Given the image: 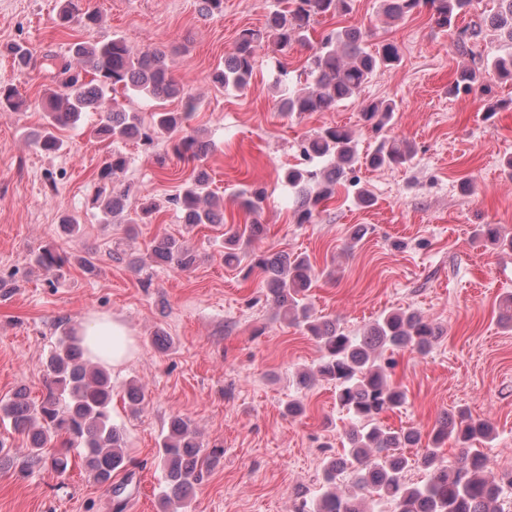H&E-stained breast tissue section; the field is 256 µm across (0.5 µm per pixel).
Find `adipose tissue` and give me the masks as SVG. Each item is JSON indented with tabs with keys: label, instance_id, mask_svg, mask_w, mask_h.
Instances as JSON below:
<instances>
[{
	"label": "adipose tissue",
	"instance_id": "ef3b65f1",
	"mask_svg": "<svg viewBox=\"0 0 512 512\" xmlns=\"http://www.w3.org/2000/svg\"><path fill=\"white\" fill-rule=\"evenodd\" d=\"M78 334L87 357L103 365H122L138 351L132 330L122 319L111 315L90 314Z\"/></svg>",
	"mask_w": 512,
	"mask_h": 512
}]
</instances>
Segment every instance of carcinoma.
Wrapping results in <instances>:
<instances>
[{
	"instance_id": "carcinoma-1",
	"label": "carcinoma",
	"mask_w": 512,
	"mask_h": 512,
	"mask_svg": "<svg viewBox=\"0 0 512 512\" xmlns=\"http://www.w3.org/2000/svg\"><path fill=\"white\" fill-rule=\"evenodd\" d=\"M353 0H286V6L270 14L265 28H245L236 38L232 51L212 74L214 83L243 89L256 65L257 48L265 41L282 54L307 41L311 24L322 16H344L352 11ZM384 14L402 19L427 8L431 20L440 28L456 29L452 47L465 63L448 85V94L477 92L488 98L487 114L512 106L493 96L498 81H512V46L485 63L478 50L484 28L512 42V0H497V10L458 28L456 22L474 7V0H382ZM99 21L97 12L82 9L78 0H64L57 14V25L88 28ZM368 34L359 27L333 30L321 38L310 56L305 82L285 90L282 109L302 115L327 112L360 94L370 77L381 68L395 66L400 60L399 47L381 43L371 50ZM71 59L62 62L55 80L59 90L43 103L47 123L34 139V146L51 154L63 147L56 131L75 127L87 112L99 114L92 134L111 140L151 143L160 135L182 136L174 151L182 158L199 161L210 146L202 143L195 131L186 129L194 108L192 100L185 111L172 112L159 105L147 125L137 112L120 107L112 93L121 89L148 99L178 98L183 88L172 75L167 54L160 48L135 51L120 37L88 44L74 42ZM91 79H86L87 74ZM394 114L386 101L361 103L363 125L379 133ZM303 157L316 161L315 169H290L285 174L288 186L296 194L294 219L297 224H311L320 207L334 198L336 182L359 163L378 169L404 167L413 156V147L404 140L383 138L365 157H360L353 131L343 126H325L300 144ZM128 164L127 156L112 149L99 172L104 188L94 203L105 214L120 215L128 208L130 187L119 182ZM207 170L195 167L193 175L168 200L185 223L222 224L224 212L210 190ZM265 201L257 189L240 201L251 223L241 231L224 233V264L239 266L250 260L248 270L258 269L264 276L267 297L286 322L304 328L320 344V363L300 375L299 384L308 386L321 379L336 384V404L347 412L343 454L328 460L323 467V483L315 499L303 500L297 512H373L369 505L386 502L391 512H509L506 495L512 493V469L494 476L488 461L476 445L496 436L493 425L473 419L460 409L444 414L432 432L425 436L413 427L387 428L382 416L405 407L406 390L391 381L393 361L387 351L409 349L428 351L442 336L441 328L414 309H398L382 314L359 336L346 334L334 319L315 316L306 300L311 288L309 259L296 253L268 255L250 250L252 242L264 233L258 221ZM477 240L485 246L512 251V232L498 224H479ZM151 258L174 264L182 270L195 266L197 255L187 241L166 236L151 248ZM70 262L65 252L43 250L38 263L58 273ZM46 380L41 395L30 397L19 389L0 400V420L8 421L14 431L26 435L30 468L48 465L58 473L71 466V449H80L85 469L100 485L112 490L116 512L127 505L130 479L119 484L112 478L125 470L126 456L120 430L112 424V376L104 367L84 357L75 332H65L46 361ZM459 448L453 458L442 454L448 442ZM405 448H415L410 457ZM223 450L207 448L189 419L175 415L159 448L160 466L165 473L167 491L160 496L161 509L173 499L186 500L204 477L217 466ZM411 467L427 473V481L413 484L406 480Z\"/></svg>"
}]
</instances>
